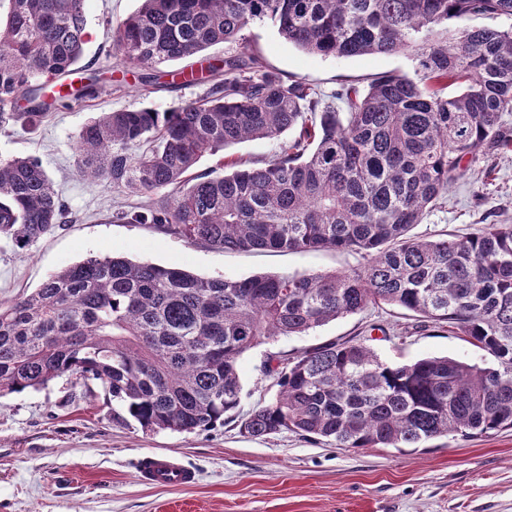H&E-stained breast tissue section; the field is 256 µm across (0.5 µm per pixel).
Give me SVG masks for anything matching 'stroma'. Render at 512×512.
<instances>
[{
	"label": "stroma",
	"mask_w": 512,
	"mask_h": 512,
	"mask_svg": "<svg viewBox=\"0 0 512 512\" xmlns=\"http://www.w3.org/2000/svg\"><path fill=\"white\" fill-rule=\"evenodd\" d=\"M139 0H86V43L79 76L128 66L112 45V27ZM210 55L254 54L266 69L308 83L324 95L345 85L367 87L377 76L414 77L407 53L321 57L257 22L242 41ZM199 85L139 91L112 88L40 118L0 127V158H38L74 220L20 249L0 240V304L31 293L53 273L91 256L122 255L179 267L196 276L240 280L253 275L349 270L359 256L341 251L225 252L187 243L142 224L114 222L118 208L142 205L77 171L78 131L99 113L131 107L167 112L203 95ZM280 143L252 139L203 157L199 171L220 162H265ZM512 224V155L480 157L448 191L415 235L438 238L479 232L490 222ZM363 340L381 357L408 362L448 356L471 363L489 355L454 329L421 322L403 308L381 304L304 335L282 336L246 352L238 362L241 411L275 395L260 365L269 352L295 357L312 347ZM118 406L96 383L64 375L40 388L0 397V512H512V429L471 438L448 436L419 448H339L294 432L263 438L234 424L180 433L146 432L117 417ZM176 460L197 473L195 484L166 488L142 481L143 456Z\"/></svg>",
	"instance_id": "obj_1"
}]
</instances>
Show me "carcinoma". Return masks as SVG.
I'll return each instance as SVG.
<instances>
[{
	"mask_svg": "<svg viewBox=\"0 0 512 512\" xmlns=\"http://www.w3.org/2000/svg\"><path fill=\"white\" fill-rule=\"evenodd\" d=\"M0 17V125L28 124L89 84L46 93L41 79L77 71L86 0H8ZM512 0H142L112 29L136 67L198 58L171 83L207 82L170 112H104L76 137L79 174L146 198L112 220L148 224L224 251L321 250L359 255L349 271L203 278L123 256L89 257L0 305V394L69 374L100 384L145 431L195 433L234 418L238 361L279 336L307 333L371 305H397L446 324L494 358L389 362L362 342L334 341L292 359L269 354L277 393L238 420L265 437L303 433L338 448H417L448 435L512 428V224L421 239L415 225L477 157L512 154ZM269 21L286 42L322 57L409 52L415 81L377 77L324 105L256 55L215 59ZM462 85L453 97L448 83ZM300 127L268 163L214 176L205 155ZM69 222L42 163L0 160V238L25 248Z\"/></svg>",
	"mask_w": 512,
	"mask_h": 512,
	"instance_id": "carcinoma-1",
	"label": "carcinoma"
}]
</instances>
